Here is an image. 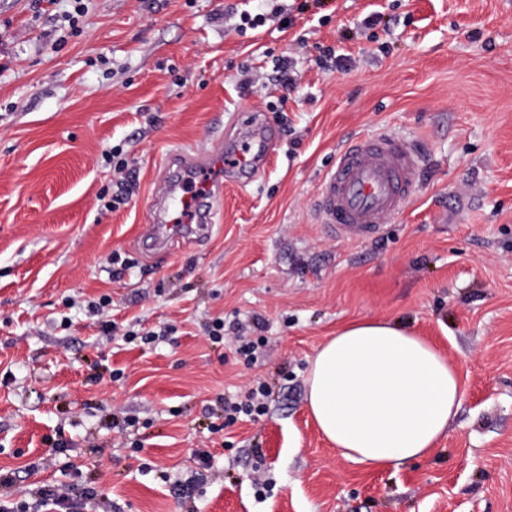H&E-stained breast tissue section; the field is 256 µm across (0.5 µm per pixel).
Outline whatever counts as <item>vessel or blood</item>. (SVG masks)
I'll use <instances>...</instances> for the list:
<instances>
[{"label": "vessel or blood", "instance_id": "b4317fda", "mask_svg": "<svg viewBox=\"0 0 512 512\" xmlns=\"http://www.w3.org/2000/svg\"><path fill=\"white\" fill-rule=\"evenodd\" d=\"M272 143V131L261 128L251 142L219 147L203 158L189 151L171 154L168 163L174 174L155 203L145 234L158 238L159 223L175 212L180 215V223L192 225L194 233H209L213 202L223 196L224 183L209 180L206 193L190 199L181 194L185 178L220 166L252 178L257 157L266 155ZM425 161L422 142L413 136L383 132L350 139L320 178L315 198L318 223L342 240L380 237L392 219L412 203L416 179Z\"/></svg>", "mask_w": 512, "mask_h": 512}]
</instances>
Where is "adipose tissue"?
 <instances>
[{"label": "adipose tissue", "instance_id": "1", "mask_svg": "<svg viewBox=\"0 0 512 512\" xmlns=\"http://www.w3.org/2000/svg\"><path fill=\"white\" fill-rule=\"evenodd\" d=\"M463 390L454 364L397 323L355 321L317 351L307 409L347 460L380 470L429 455L448 434Z\"/></svg>", "mask_w": 512, "mask_h": 512}]
</instances>
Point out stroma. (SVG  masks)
<instances>
[{"mask_svg": "<svg viewBox=\"0 0 512 512\" xmlns=\"http://www.w3.org/2000/svg\"><path fill=\"white\" fill-rule=\"evenodd\" d=\"M243 11L268 20L239 32ZM327 47L354 67L328 70ZM252 112L280 134L252 182L225 183L212 232L141 241L165 156ZM378 130L424 142L415 201L379 238L336 239L319 178ZM112 149L133 191L108 210ZM103 295L118 335L88 312ZM218 318L263 357L212 343ZM361 320L425 336L463 383L447 437L395 470L346 460L305 408L319 347ZM256 383L267 413L213 432L220 398ZM199 449L217 477L181 497ZM0 471V499L61 482L118 512H512V0H0ZM234 339L238 342V347L236 348V353L245 360V362L252 364L257 360L256 352L263 348L265 345V338L259 336L257 339L248 338V336L243 334V326L237 327L235 329Z\"/></svg>", "mask_w": 512, "mask_h": 512, "instance_id": "1", "label": "stroma"}]
</instances>
